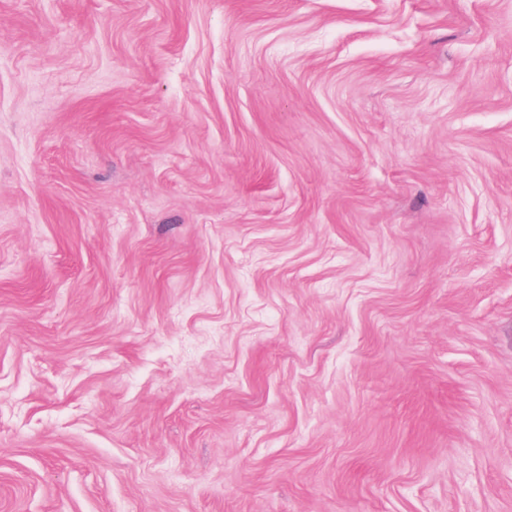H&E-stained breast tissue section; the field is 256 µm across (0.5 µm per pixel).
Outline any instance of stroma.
Wrapping results in <instances>:
<instances>
[{"label":"stroma","mask_w":512,"mask_h":512,"mask_svg":"<svg viewBox=\"0 0 512 512\" xmlns=\"http://www.w3.org/2000/svg\"><path fill=\"white\" fill-rule=\"evenodd\" d=\"M0 512H512V0H0Z\"/></svg>","instance_id":"1"}]
</instances>
